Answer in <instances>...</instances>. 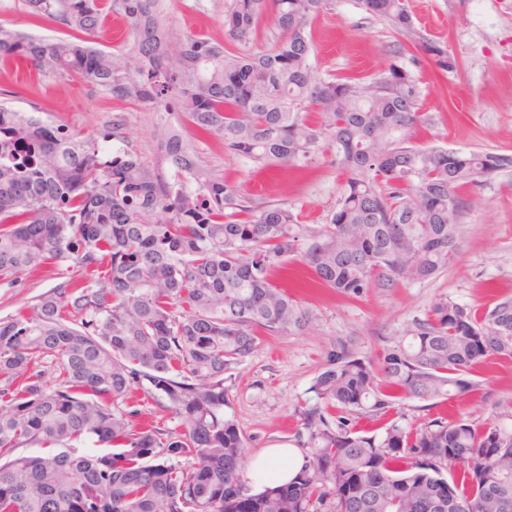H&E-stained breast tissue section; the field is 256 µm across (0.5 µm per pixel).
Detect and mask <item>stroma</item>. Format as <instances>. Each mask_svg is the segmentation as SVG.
<instances>
[{
    "instance_id": "1",
    "label": "stroma",
    "mask_w": 512,
    "mask_h": 512,
    "mask_svg": "<svg viewBox=\"0 0 512 512\" xmlns=\"http://www.w3.org/2000/svg\"><path fill=\"white\" fill-rule=\"evenodd\" d=\"M229 0H160L165 25L185 33L223 40ZM426 42L455 57L456 71L441 73L431 55H422L414 74L421 88L423 121L414 143L463 151L512 154V0H407ZM0 23L36 38H66L69 30L51 21H33L22 0H0ZM315 46L319 77L366 76L389 61L395 36L386 21L363 10L358 0H333L307 28ZM63 123L85 139H100L121 120L117 146L152 168L170 173L160 144L162 124L185 125L179 112H153L112 99L86 83L55 77L0 58V103ZM197 162L237 185L255 205L285 203L308 224L325 223L346 179L329 158L294 172L264 168L203 139ZM459 253L436 277L392 288H370L357 298L309 281L298 261L274 271V284L288 288L313 323L303 331L261 334L255 353L235 372L229 415L250 437L253 453L274 445L299 447L297 406H313L310 387L340 349L376 357L386 337L397 336L434 303L448 299L469 307L493 306L512 296V170L463 189ZM76 267L61 272L45 265L10 284L0 280V318L29 312L41 294L67 279L82 278ZM476 390L449 400L403 401L407 422L424 424L459 418H512V361L494 360L470 374Z\"/></svg>"
}]
</instances>
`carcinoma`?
<instances>
[{"instance_id": "1", "label": "carcinoma", "mask_w": 512, "mask_h": 512, "mask_svg": "<svg viewBox=\"0 0 512 512\" xmlns=\"http://www.w3.org/2000/svg\"><path fill=\"white\" fill-rule=\"evenodd\" d=\"M331 4L231 0L225 43L175 36L158 0H24L32 18L72 30L68 39L0 24L3 58L177 109L263 165L306 168L328 137L346 175L328 222L304 224L201 167L197 142L172 125L162 129L168 180L129 152L104 161L99 143L0 104V278L49 261L87 274L0 318V512H315L327 500L331 512H512V424L389 419L403 400L466 394L473 368L512 360V298L482 312L442 299L375 361L340 351L313 381L316 404L298 410L309 452L296 477L260 494L242 480L250 438L224 411L227 382L258 330L312 319L272 269L299 257L349 297L431 279L458 254L460 190L512 169V154L413 144L420 89L400 49L372 77H316L307 25ZM359 4L418 37L405 0ZM111 12L127 21L128 53L89 40ZM265 20L280 32L270 47H233ZM425 50L441 71L457 69L447 50ZM44 359L58 382L38 369ZM136 390L183 430L137 421ZM359 418L389 422L368 436Z\"/></svg>"}]
</instances>
